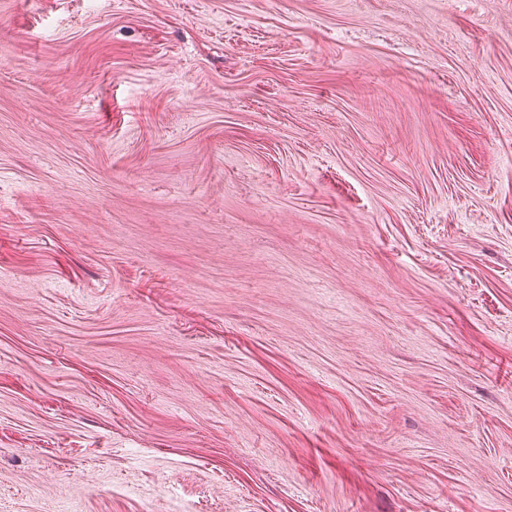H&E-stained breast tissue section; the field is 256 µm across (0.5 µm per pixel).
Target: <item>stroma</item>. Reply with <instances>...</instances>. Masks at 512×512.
I'll list each match as a JSON object with an SVG mask.
<instances>
[{
	"instance_id": "35a3bbf8",
	"label": "stroma",
	"mask_w": 512,
	"mask_h": 512,
	"mask_svg": "<svg viewBox=\"0 0 512 512\" xmlns=\"http://www.w3.org/2000/svg\"><path fill=\"white\" fill-rule=\"evenodd\" d=\"M0 512H512V0H0Z\"/></svg>"
}]
</instances>
